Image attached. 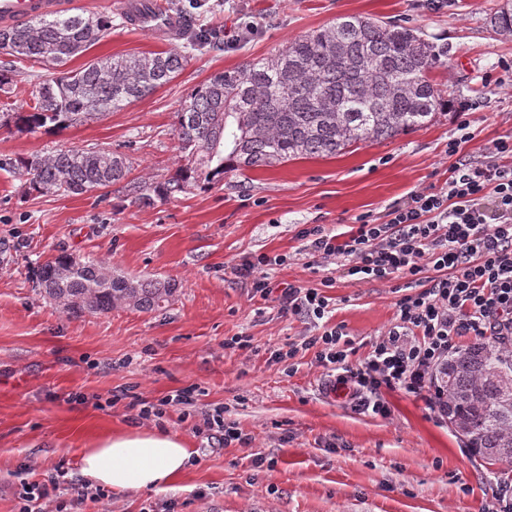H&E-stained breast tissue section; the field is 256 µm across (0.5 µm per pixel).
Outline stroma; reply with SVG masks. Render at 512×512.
Returning <instances> with one entry per match:
<instances>
[{
  "mask_svg": "<svg viewBox=\"0 0 512 512\" xmlns=\"http://www.w3.org/2000/svg\"><path fill=\"white\" fill-rule=\"evenodd\" d=\"M503 2L448 0L433 10L426 0H201L194 15L223 32V46L191 52L173 82L119 111L62 130L0 126V158L65 147L118 151L132 137L131 177L162 181L188 162L174 124L193 87L343 15L406 18L419 28L438 58L433 82L446 99L474 105V138L464 152L478 157L512 135V36L488 22ZM248 21L258 31L246 37ZM184 49V39L124 26L67 67ZM459 120L451 109L423 129L333 157L229 169L223 184L150 208L117 186L28 194L25 175L0 169V512L17 510L23 465L39 481L59 466L77 478L93 439L135 425L183 438L190 465L174 488L112 498L103 512H161L170 501L178 512H482L497 484L512 482V465L486 469L422 398L384 392L391 415L381 418L332 397L314 350L301 347L311 321L283 312L277 300L252 298L251 279L226 272L242 257L265 254L286 259L268 267L273 283L315 287L332 278L329 323L344 326L363 359L370 338L395 321L400 280L353 282L336 264L310 266L299 232L318 224L345 233L357 216L383 217L409 192L440 188L457 162L448 142ZM64 252L175 282L177 290L161 312H63L38 292L36 271ZM237 336L247 338L246 348L230 347ZM291 344L300 348L292 363L272 361L274 350ZM189 386L197 389L192 405L137 421L139 400ZM217 408L244 442L213 449L197 432Z\"/></svg>",
  "mask_w": 512,
  "mask_h": 512,
  "instance_id": "35a3bbf8",
  "label": "stroma"
}]
</instances>
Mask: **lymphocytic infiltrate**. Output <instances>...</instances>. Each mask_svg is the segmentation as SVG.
Here are the masks:
<instances>
[{
	"instance_id": "f902f5d3",
	"label": "lymphocytic infiltrate",
	"mask_w": 512,
	"mask_h": 512,
	"mask_svg": "<svg viewBox=\"0 0 512 512\" xmlns=\"http://www.w3.org/2000/svg\"><path fill=\"white\" fill-rule=\"evenodd\" d=\"M469 127L461 121L459 137L448 144L460 160L438 190L411 191L380 222L356 217L357 228L345 240L318 225L300 232L311 263L333 259L355 280L407 278L417 287L399 295L394 323L369 340L362 362L353 363L355 349L343 326L324 323L330 280L275 289L264 269L282 264L279 256H249L229 268L251 278L262 300L277 297L285 312L318 322L316 334L278 352L277 361L294 359L302 347L315 349L318 365L368 415L389 417L386 389L425 398L431 410L441 411L437 372L461 337L512 341V138L494 141L483 159H465Z\"/></svg>"
}]
</instances>
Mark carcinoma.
Wrapping results in <instances>:
<instances>
[{"label": "carcinoma", "mask_w": 512, "mask_h": 512, "mask_svg": "<svg viewBox=\"0 0 512 512\" xmlns=\"http://www.w3.org/2000/svg\"><path fill=\"white\" fill-rule=\"evenodd\" d=\"M113 19L72 10L0 28V95L11 94L19 68L33 62L49 72L26 105L7 113L24 131L63 129L96 112H113L172 82L189 55L157 52L110 56L75 70L63 66L112 32ZM512 35V8L489 17ZM207 28L186 31L201 50ZM437 63L432 46L410 22L347 15L326 28L290 40L266 58L218 72L194 87L176 112L175 137L188 163L155 183L128 179L118 151L59 149L48 156L0 159V169L21 170L25 189L79 195L120 184L131 203L151 207L193 188L224 181V170L257 169L289 160L335 156L355 144L381 142L427 126L450 106L429 77ZM111 274L89 293L86 285ZM38 286L63 298L68 313H109L127 305L142 311L165 306L169 281L112 273L100 261L63 253L39 266ZM448 424L472 441L469 451L490 469L512 464V348L493 340L454 349L439 373Z\"/></svg>", "instance_id": "obj_1"}]
</instances>
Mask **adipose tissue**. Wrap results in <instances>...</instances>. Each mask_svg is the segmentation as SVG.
I'll return each mask as SVG.
<instances>
[{
	"instance_id": "1",
	"label": "adipose tissue",
	"mask_w": 512,
	"mask_h": 512,
	"mask_svg": "<svg viewBox=\"0 0 512 512\" xmlns=\"http://www.w3.org/2000/svg\"><path fill=\"white\" fill-rule=\"evenodd\" d=\"M191 456L185 441L174 434L132 428L95 439L82 454L79 471L117 494L163 490L178 481Z\"/></svg>"
}]
</instances>
